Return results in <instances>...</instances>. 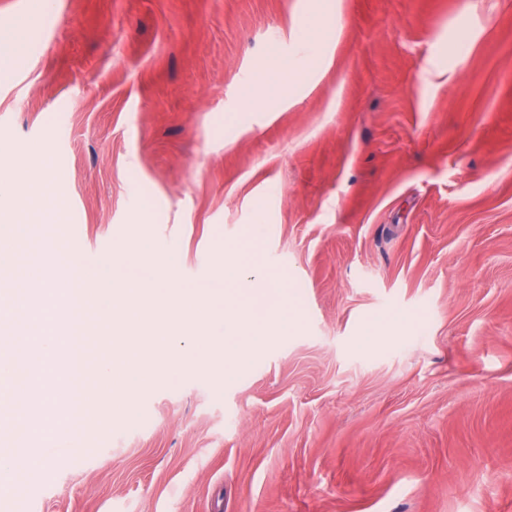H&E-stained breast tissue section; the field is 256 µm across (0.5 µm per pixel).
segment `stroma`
I'll list each match as a JSON object with an SVG mask.
<instances>
[{"label":"stroma","mask_w":512,"mask_h":512,"mask_svg":"<svg viewBox=\"0 0 512 512\" xmlns=\"http://www.w3.org/2000/svg\"><path fill=\"white\" fill-rule=\"evenodd\" d=\"M1 18L28 39L0 76V155L55 182L69 248L139 232L186 288L240 252L293 322L229 383L159 364L132 419L16 441L52 463L0 512H512V0H0ZM39 331L0 352L35 417L57 388ZM321 18V13L317 11L308 20L310 29L313 32L311 39L316 43L315 49L313 47L309 48V56L314 66H318L325 59L331 42L330 39L325 37L328 34L323 32Z\"/></svg>","instance_id":"1"}]
</instances>
